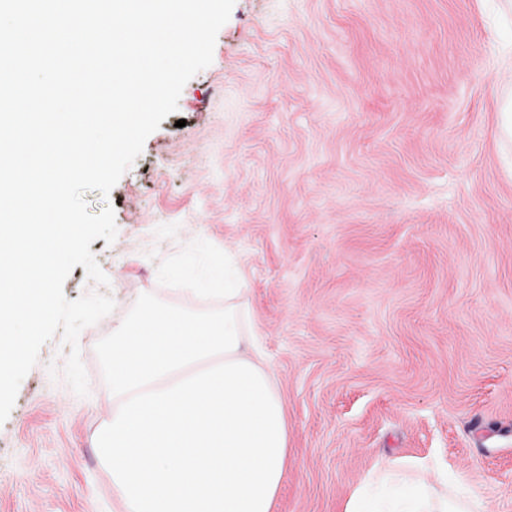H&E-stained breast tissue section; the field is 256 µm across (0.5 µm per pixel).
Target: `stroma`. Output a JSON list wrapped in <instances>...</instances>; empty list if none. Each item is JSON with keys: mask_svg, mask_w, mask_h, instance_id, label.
Returning a JSON list of instances; mask_svg holds the SVG:
<instances>
[{"mask_svg": "<svg viewBox=\"0 0 512 512\" xmlns=\"http://www.w3.org/2000/svg\"><path fill=\"white\" fill-rule=\"evenodd\" d=\"M512 0H236L213 62L108 197L90 249L112 313L79 336L89 394L40 350L0 424V512H125L94 437L112 405L96 343L194 239L279 376L275 512H344L383 461L446 467L512 512Z\"/></svg>", "mask_w": 512, "mask_h": 512, "instance_id": "obj_1", "label": "stroma"}]
</instances>
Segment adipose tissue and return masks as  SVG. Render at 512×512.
<instances>
[{
	"mask_svg": "<svg viewBox=\"0 0 512 512\" xmlns=\"http://www.w3.org/2000/svg\"><path fill=\"white\" fill-rule=\"evenodd\" d=\"M376 480L398 486V498L381 502L362 486L351 495L345 512H494L489 501L449 490L442 473L417 460L387 462Z\"/></svg>",
	"mask_w": 512,
	"mask_h": 512,
	"instance_id": "obj_1",
	"label": "adipose tissue"
}]
</instances>
